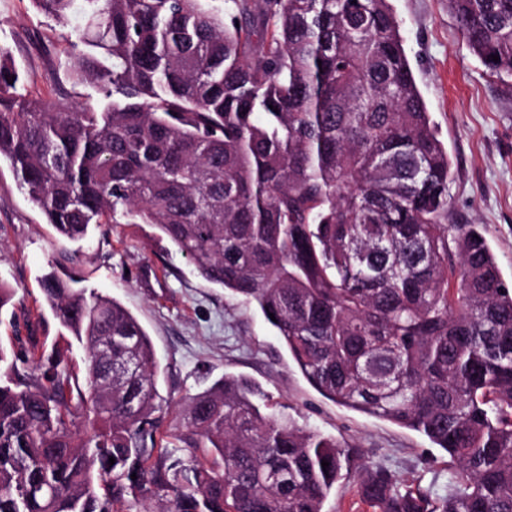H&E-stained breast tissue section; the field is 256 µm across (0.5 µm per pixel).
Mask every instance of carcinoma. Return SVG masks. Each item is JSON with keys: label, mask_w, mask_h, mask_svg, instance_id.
Instances as JSON below:
<instances>
[{"label": "carcinoma", "mask_w": 512, "mask_h": 512, "mask_svg": "<svg viewBox=\"0 0 512 512\" xmlns=\"http://www.w3.org/2000/svg\"><path fill=\"white\" fill-rule=\"evenodd\" d=\"M33 2L62 24L73 0ZM212 2L83 0L75 75L100 84L98 111L20 93L1 51L0 161L66 242L153 225L274 314L323 397L457 470L424 491L234 374L168 421L138 319L53 270L42 298L87 352L85 388L54 350L0 347V512H322L357 470L367 512H512V283L479 225L448 223V151L391 0ZM448 9L512 77V0Z\"/></svg>", "instance_id": "carcinoma-1"}]
</instances>
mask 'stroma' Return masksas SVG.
Returning <instances> with one entry per match:
<instances>
[{"mask_svg": "<svg viewBox=\"0 0 512 512\" xmlns=\"http://www.w3.org/2000/svg\"><path fill=\"white\" fill-rule=\"evenodd\" d=\"M395 16L438 136L448 149L452 224L480 225L512 282V78L490 75L468 48L448 0H392ZM80 6L66 24L37 13L31 0H0V50L20 69L28 97L100 108L95 85L76 81L84 47ZM64 261L81 288L123 304L150 335L160 366L157 387L170 410L224 374L250 379L299 425L361 449L366 461L438 489L456 465L423 435L342 408L302 376L255 304L210 284L148 224H104L78 243L63 242L0 163V282L14 290L0 310V346L20 350L28 336L58 347L77 376L86 353L67 345L48 309L41 279Z\"/></svg>", "mask_w": 512, "mask_h": 512, "instance_id": "stroma-1", "label": "stroma"}]
</instances>
